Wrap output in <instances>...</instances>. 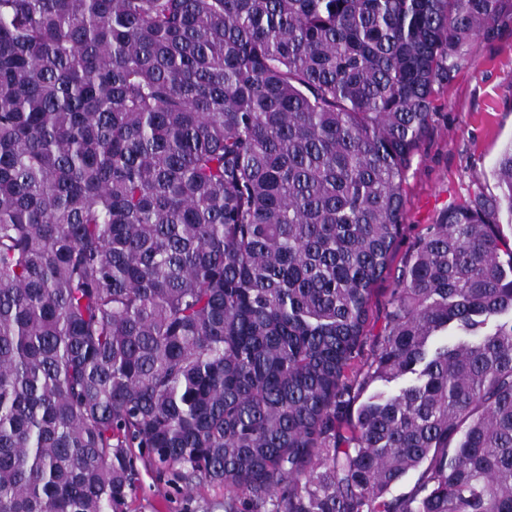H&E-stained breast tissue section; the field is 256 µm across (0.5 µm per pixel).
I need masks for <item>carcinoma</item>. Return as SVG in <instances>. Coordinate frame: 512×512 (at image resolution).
Returning <instances> with one entry per match:
<instances>
[{"mask_svg":"<svg viewBox=\"0 0 512 512\" xmlns=\"http://www.w3.org/2000/svg\"><path fill=\"white\" fill-rule=\"evenodd\" d=\"M511 16L0 0V512H124L138 457L225 512H512V142L392 268L435 86ZM377 288H380L374 295L372 300V316L370 325L368 328V340L365 346V355H367L370 351V347L372 346L374 336H378L381 333L384 324H385V316L389 307V289L392 288L388 282H385L379 285Z\"/></svg>","mask_w":512,"mask_h":512,"instance_id":"obj_1","label":"carcinoma"}]
</instances>
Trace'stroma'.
Instances as JSON below:
<instances>
[{
  "label": "stroma",
  "mask_w": 512,
  "mask_h": 512,
  "mask_svg": "<svg viewBox=\"0 0 512 512\" xmlns=\"http://www.w3.org/2000/svg\"><path fill=\"white\" fill-rule=\"evenodd\" d=\"M436 109L426 138L413 156L397 252L405 254L424 225L450 206L476 197L498 199L490 171L512 141V21L479 37L458 59L452 79L437 86ZM139 480L124 512H224V488L205 482L186 486L176 471L158 475L136 463Z\"/></svg>",
  "instance_id": "1"
}]
</instances>
